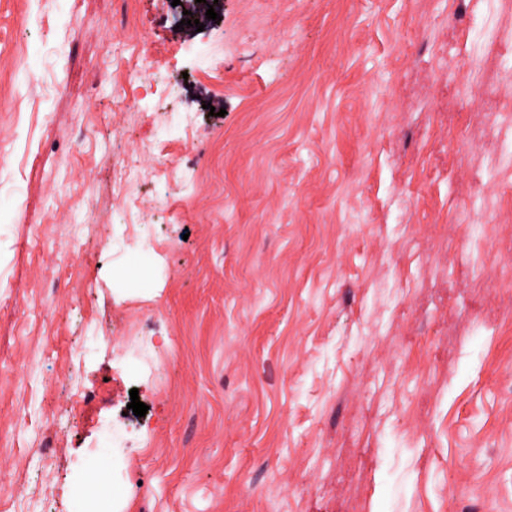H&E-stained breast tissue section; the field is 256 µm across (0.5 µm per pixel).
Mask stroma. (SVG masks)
Segmentation results:
<instances>
[{
    "label": "stroma",
    "instance_id": "1",
    "mask_svg": "<svg viewBox=\"0 0 512 512\" xmlns=\"http://www.w3.org/2000/svg\"><path fill=\"white\" fill-rule=\"evenodd\" d=\"M220 2L0 0V512H512V0Z\"/></svg>",
    "mask_w": 512,
    "mask_h": 512
}]
</instances>
